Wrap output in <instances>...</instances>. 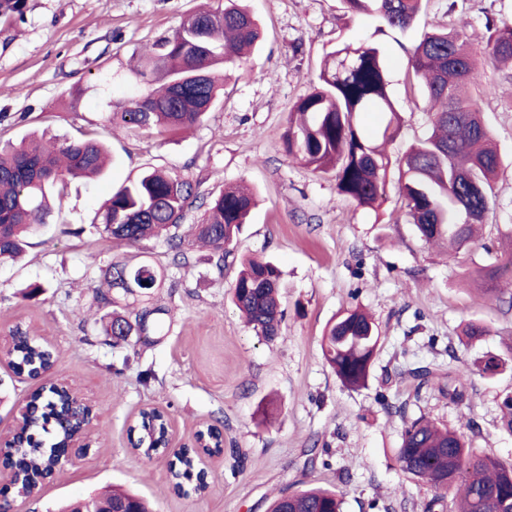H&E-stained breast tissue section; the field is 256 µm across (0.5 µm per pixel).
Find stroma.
Segmentation results:
<instances>
[{"label":"stroma","instance_id":"obj_1","mask_svg":"<svg viewBox=\"0 0 512 512\" xmlns=\"http://www.w3.org/2000/svg\"><path fill=\"white\" fill-rule=\"evenodd\" d=\"M224 0H28L23 19L0 26V141L29 133L107 139L115 158L98 181L68 182L52 223L31 238L23 258L0 263V341L15 328L54 350L51 379L75 388L93 407L89 453L41 483L31 512H57L69 501L118 488L146 498L154 512H268L271 500L301 485L338 490L344 512H426L435 492L406 477L396 456L404 418L426 415L464 428L472 448L512 463V434L499 427L512 395V359L493 375L474 374L464 402L437 383L417 387L411 369L440 373L476 366L512 340V311L485 298L465 271L496 263L512 248V73L485 65L494 96L478 106L502 164L483 234L468 252L446 254L421 240L405 216L400 172L391 166L380 205L339 195L330 174L288 157L283 136L293 104L316 81L337 43L376 45L401 126L387 147L396 161L431 127L424 86L407 65L425 33L465 27L485 48L486 18L512 21V0H424L412 28L400 32L348 14L342 0H248L263 39L241 68L227 71L220 104L192 132L158 137L109 132L103 118L142 88L133 54L169 33L201 3ZM84 93L76 108L63 101ZM157 169L189 176L200 196L180 234L200 222L205 199L245 183L258 197L224 259L223 271L194 248L175 269L162 242L135 246L101 235L91 222L112 190ZM282 272L279 334L268 341L230 301L241 256ZM168 271L174 289L151 300L125 295L118 311L161 309V330L113 345L95 300L99 269L112 259ZM40 292L26 297L31 284ZM368 311L380 342L366 387L341 384L326 363L322 334L347 310ZM489 333L460 341L467 323ZM39 385L0 363V447L18 424L19 406ZM404 406V414L387 405ZM165 413L177 444H192L202 424L224 431V452L208 460L204 494L174 492L168 458L133 450L128 429L139 410Z\"/></svg>","mask_w":512,"mask_h":512}]
</instances>
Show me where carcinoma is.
Wrapping results in <instances>:
<instances>
[{"mask_svg": "<svg viewBox=\"0 0 512 512\" xmlns=\"http://www.w3.org/2000/svg\"><path fill=\"white\" fill-rule=\"evenodd\" d=\"M225 0L222 10H198L187 15L171 33L153 42L139 56L134 72L148 85L119 112L106 117L107 127L164 136L203 122L219 102L223 72L242 65L260 38L256 19L240 5ZM353 13L375 14L396 30L411 28L423 0H344ZM27 0H0V24L23 18ZM492 35L478 50L457 28L428 33L414 46L408 66L422 81L430 101L431 131L411 144L399 160L400 194L405 213L427 243L448 245L459 254L474 241L478 226L486 223L492 182L501 165L499 152L478 107V99L495 93L485 81L484 62L512 67V23L486 20ZM387 72L378 47L342 42L329 52L318 83L300 97L290 112L285 134L288 155L312 172L336 175L340 195L360 206L382 198L391 158L385 145L400 129V114L389 94ZM367 113L382 116L381 125L368 133L362 124ZM108 161L106 144L96 138H28L0 145V262L21 255L29 234L50 223L55 203L68 181L102 175ZM198 198L191 181L180 175L147 170L138 179L113 192L98 216L101 233L134 246L143 240L163 239L171 265L189 264L186 239L178 229L186 209ZM255 205L252 192L228 187L212 198L201 223L191 225L195 241L210 250L209 262L224 271V252L236 240ZM512 274V249L491 268L475 270L486 285L482 292L497 296L496 282ZM109 288L123 294L149 297L164 287L166 275L148 264L131 267L114 261L102 270ZM281 271L269 261L243 260L233 284L232 302L256 334L267 340L278 335L282 321L279 297ZM147 308L133 316L112 312L105 334L113 344L148 332ZM380 341L374 320L359 308L350 309L327 325L322 351L327 364L347 388L366 386ZM12 366L29 373L50 366L53 353L38 342L12 336L7 342ZM473 370L454 371L449 393L454 402ZM63 396L49 387L38 400L39 410L23 420L25 444L15 450V467L35 475L54 463L52 448L73 430V420L60 409ZM55 424L54 443L44 448L42 435ZM131 444L149 453L160 442V423L138 421ZM400 470L410 479L454 492L453 512H512V464L470 448L463 431L419 416L405 422L397 451ZM173 488H205V476L190 457L175 456L170 463ZM135 502L139 512H150L135 495L112 493L94 503L95 512H119ZM269 512H343L335 490L297 489L277 497Z\"/></svg>", "mask_w": 512, "mask_h": 512, "instance_id": "cac0c4a2", "label": "carcinoma"}]
</instances>
